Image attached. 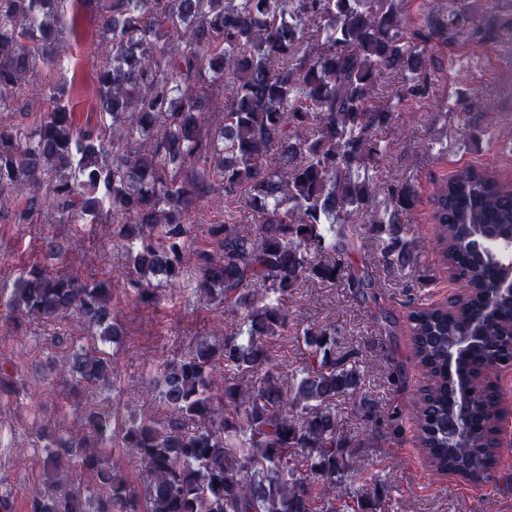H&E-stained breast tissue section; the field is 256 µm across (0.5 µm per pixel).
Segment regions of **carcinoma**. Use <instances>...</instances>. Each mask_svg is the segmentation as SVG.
Here are the masks:
<instances>
[{
	"label": "carcinoma",
	"mask_w": 512,
	"mask_h": 512,
	"mask_svg": "<svg viewBox=\"0 0 512 512\" xmlns=\"http://www.w3.org/2000/svg\"><path fill=\"white\" fill-rule=\"evenodd\" d=\"M75 2L99 18L98 34L112 47V60L96 70L93 126L75 119V82L55 76L67 0H0V112L24 96L38 68L46 72L34 125L0 124V211L46 179L58 223L116 222L134 269L125 288L143 306L182 277L186 216L214 192L244 196L253 223L210 226L220 260L195 250V290L223 300L238 330L160 369L166 423L142 415L122 429V447L139 457L145 496L119 474L124 458L106 445L108 420L90 409L78 438L38 430L49 490L31 498L28 512H85L72 488L78 469L100 487L93 512H340L343 486L359 469L336 398L357 399L372 417L363 373L336 354L335 330L310 328L309 358L287 387L268 342L288 330V297L310 279L340 275L356 238L349 216L374 196L373 180L358 172L381 161L378 133L392 126L397 106L428 92L434 47L474 34L472 10L465 0L452 9L433 0L412 30L404 0ZM391 72L402 83L390 100H375L378 81ZM206 112L219 118L213 130ZM417 198L410 183L388 185L386 217L372 228L386 262L400 268L418 262L406 224ZM432 203L442 261L469 295L451 309L409 312L412 359L425 378L414 401L417 439L435 471L486 482L498 463L502 419L487 374L512 365V347L500 336L512 300L485 310L483 292L498 268L477 244L508 234L512 185L464 166L436 184ZM43 206L31 194L16 208V223H30ZM348 280L375 288L366 267H351ZM111 299L105 280L34 265L6 311L16 319L77 313L109 342L119 335ZM475 321L464 371L452 381L448 349ZM108 371L104 358L81 351L60 366L66 380L88 387ZM385 497L374 485L357 497L358 512H379Z\"/></svg>",
	"instance_id": "carcinoma-1"
}]
</instances>
